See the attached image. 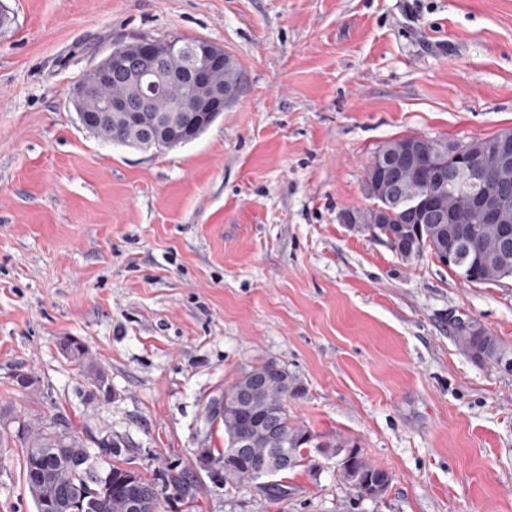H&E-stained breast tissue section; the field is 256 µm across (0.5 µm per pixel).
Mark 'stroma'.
<instances>
[{
	"mask_svg": "<svg viewBox=\"0 0 512 512\" xmlns=\"http://www.w3.org/2000/svg\"><path fill=\"white\" fill-rule=\"evenodd\" d=\"M0 408L106 427L149 477L197 501L161 512H512V374L454 341L470 318L512 349V278L466 284L345 223L364 168L411 135L512 129V0H0ZM198 37L246 91L163 153L101 141L72 90L113 43ZM108 374L92 395L61 341ZM274 360L320 435L268 500L200 469L224 445L213 398ZM36 375L30 391L12 380ZM343 439L391 477L358 499ZM0 512H36L21 451L0 447Z\"/></svg>",
	"mask_w": 512,
	"mask_h": 512,
	"instance_id": "35a3bbf8",
	"label": "stroma"
}]
</instances>
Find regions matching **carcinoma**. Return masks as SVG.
<instances>
[{
	"mask_svg": "<svg viewBox=\"0 0 512 512\" xmlns=\"http://www.w3.org/2000/svg\"><path fill=\"white\" fill-rule=\"evenodd\" d=\"M154 68L166 70L183 79L173 80L167 87L156 90L141 99L145 109L140 119L125 121L113 119L97 125V138L141 150L153 146L165 136L173 139V147L184 145L208 125L204 113L191 112L196 101L208 97L216 88L232 94L229 103L242 97L245 86L243 72L236 61L213 71L206 84H197L187 76L189 57L186 54L162 56L151 62ZM135 89L118 68L112 72V81L96 91L83 95L78 110L88 119L97 120L106 99H124L134 95ZM512 137V129L503 130L489 138H477L468 145L477 154L489 156V147L496 141ZM438 149L421 155L403 172L399 189L405 193L425 190L426 176L434 169L448 168V149L454 144L435 140ZM490 178L473 186L462 170L436 188L443 212L422 225L424 241L412 259L428 253L439 257L452 250L457 255V267L451 273L469 272L480 283H494L512 277V256L501 252L502 225L488 224L480 217V210L472 202L475 192L494 196L503 185V213L512 225V167L502 170L488 163ZM376 205H390L389 223L400 224L409 232L415 225L409 222L403 209L392 204V198L373 196ZM456 341L460 349L477 361L490 360L497 364L512 362V353L505 351L498 339L480 324L459 318L455 320ZM68 358L81 364L91 380V386L107 378V373L88 358L85 344L76 338L63 342ZM302 394L299 379L275 361L243 367L235 379L224 387L223 428L224 447L209 449L207 469L220 475L224 484L249 488L261 473L282 465L285 458L298 466L304 459L303 450L314 446L336 449L339 460V478L360 499L381 497L387 490L389 474L374 465L347 443L334 441L318 443V435L298 421L288 410V400ZM97 435L106 437L104 448L112 449L111 456L120 455L125 440L102 428ZM93 444L91 431L76 429L62 411L32 413L22 411L6 416L0 412V447L22 449L23 477L39 512H130L128 498L139 500L138 512H159L161 499L172 496L183 501H194V485L181 473L161 469L150 479L130 467L110 466L112 480L105 486L95 480L90 462ZM245 446V457L239 462L232 458V448Z\"/></svg>",
	"mask_w": 512,
	"mask_h": 512,
	"instance_id": "carcinoma-1",
	"label": "carcinoma"
}]
</instances>
